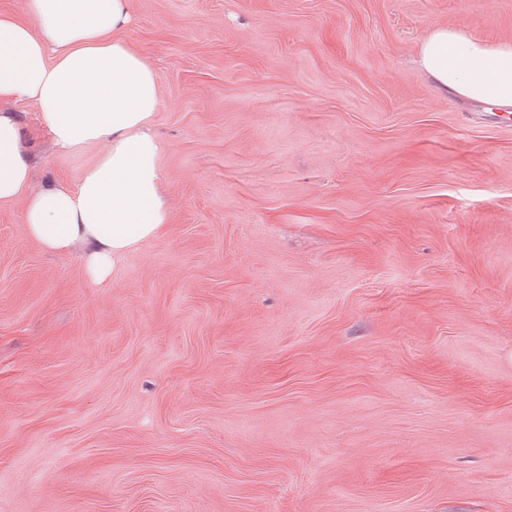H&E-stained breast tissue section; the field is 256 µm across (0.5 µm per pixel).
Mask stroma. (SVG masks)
I'll use <instances>...</instances> for the list:
<instances>
[{
  "label": "stroma",
  "instance_id": "obj_1",
  "mask_svg": "<svg viewBox=\"0 0 512 512\" xmlns=\"http://www.w3.org/2000/svg\"><path fill=\"white\" fill-rule=\"evenodd\" d=\"M512 0H132L170 210L102 285L0 203V512H512ZM35 185L106 150L54 149ZM419 64L437 86L479 101L512 105V45L487 46L447 27L422 43Z\"/></svg>",
  "mask_w": 512,
  "mask_h": 512
}]
</instances>
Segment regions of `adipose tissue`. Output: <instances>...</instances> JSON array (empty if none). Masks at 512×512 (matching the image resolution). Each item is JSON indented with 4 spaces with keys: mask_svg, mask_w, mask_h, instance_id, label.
Returning a JSON list of instances; mask_svg holds the SVG:
<instances>
[{
    "mask_svg": "<svg viewBox=\"0 0 512 512\" xmlns=\"http://www.w3.org/2000/svg\"><path fill=\"white\" fill-rule=\"evenodd\" d=\"M27 20L0 14V102L34 104L52 143L72 152L106 141L74 183L31 188L18 117L0 113V202L24 200L26 234L44 249L83 246L87 279L107 281L144 240L164 234V145L150 132L160 106L154 69L116 30L131 0H26ZM419 64L437 86L512 105V45L487 46L448 28L422 43Z\"/></svg>",
    "mask_w": 512,
    "mask_h": 512,
    "instance_id": "1",
    "label": "adipose tissue"
}]
</instances>
